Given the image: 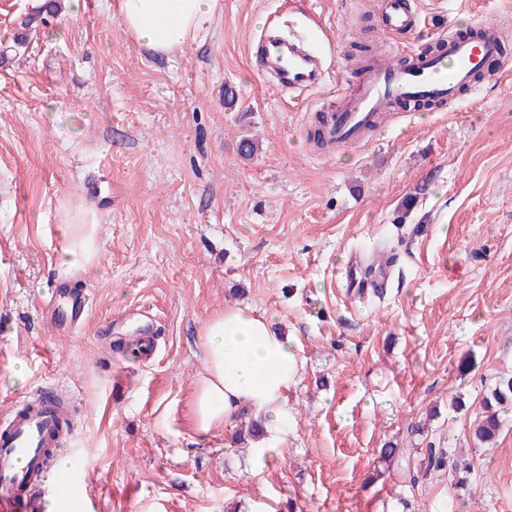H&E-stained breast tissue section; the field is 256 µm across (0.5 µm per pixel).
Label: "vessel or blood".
I'll list each match as a JSON object with an SVG mask.
<instances>
[{
    "instance_id": "obj_1",
    "label": "vessel or blood",
    "mask_w": 512,
    "mask_h": 512,
    "mask_svg": "<svg viewBox=\"0 0 512 512\" xmlns=\"http://www.w3.org/2000/svg\"><path fill=\"white\" fill-rule=\"evenodd\" d=\"M385 33L412 29L414 22L406 0H382L378 12ZM275 23H268L255 52L265 73L284 91L302 93L317 85L323 75L320 58L296 42L288 43L287 65L273 63L279 40ZM503 25L495 19L478 21L477 35L462 39L448 36L439 53L420 52L408 65L382 60L370 65L355 81L337 80L336 102L328 107L325 136L332 145L370 141L386 119L405 116L408 105L421 102H455L472 88L476 78L494 80L501 69L493 61L501 53ZM70 327L86 317L90 300L84 291H67ZM74 433V399L35 392L0 414V512H40V492L52 483L58 499H68L71 489L84 481L77 467L57 469L53 460Z\"/></svg>"
}]
</instances>
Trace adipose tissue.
<instances>
[{"label":"adipose tissue","instance_id":"adipose-tissue-1","mask_svg":"<svg viewBox=\"0 0 512 512\" xmlns=\"http://www.w3.org/2000/svg\"><path fill=\"white\" fill-rule=\"evenodd\" d=\"M217 6L218 0H118L117 16L137 47L169 58L204 36ZM69 211V221L58 227L62 246L56 267L63 277L93 264L101 245L95 210L74 201ZM200 351L203 369L188 400L192 428L205 436L250 415L264 428L253 456L266 462L276 453L271 442L281 431L287 394L302 374L294 345L266 313L232 307L208 319Z\"/></svg>","mask_w":512,"mask_h":512}]
</instances>
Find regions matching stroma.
<instances>
[{"mask_svg": "<svg viewBox=\"0 0 512 512\" xmlns=\"http://www.w3.org/2000/svg\"><path fill=\"white\" fill-rule=\"evenodd\" d=\"M41 5L0 0V412L43 386L75 395L61 456L95 482L62 512H512V409L494 444L473 438L512 376V0H410L413 30L391 35L371 0H220L172 60L127 37L116 0ZM274 13L325 56L296 99L251 48ZM486 17L505 26L498 80L364 147L309 141L354 44L408 59ZM73 197L101 251L64 281ZM357 256L389 261L382 297L348 288ZM62 282L91 296L72 330L46 321ZM244 305L304 363L261 470L239 439L251 416L202 437L186 411L204 324ZM145 326L151 364L111 353ZM388 444L404 466L379 462ZM433 451L457 473L430 470Z\"/></svg>", "mask_w": 512, "mask_h": 512, "instance_id": "35a3bbf8", "label": "stroma"}]
</instances>
